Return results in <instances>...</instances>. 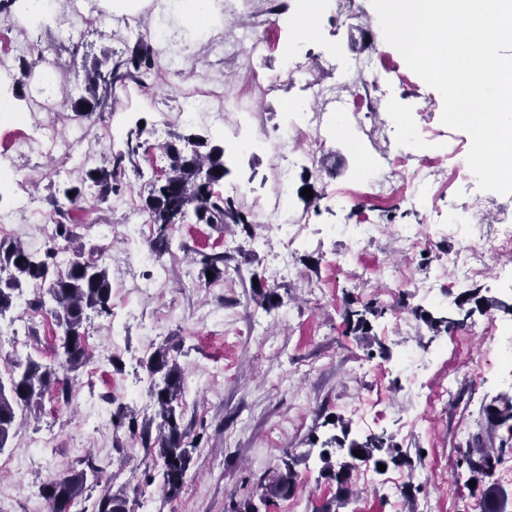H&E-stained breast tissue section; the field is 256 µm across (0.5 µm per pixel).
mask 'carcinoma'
Wrapping results in <instances>:
<instances>
[{
    "mask_svg": "<svg viewBox=\"0 0 512 512\" xmlns=\"http://www.w3.org/2000/svg\"><path fill=\"white\" fill-rule=\"evenodd\" d=\"M155 54L150 45L138 40L135 47L114 61L113 67L103 70L102 62L94 60L84 65L85 95L77 99L63 100L65 110L76 117L89 119L96 112H103L112 99V85L124 78L142 79L155 73ZM144 129L135 131V141H127L126 151L115 153L107 166H95L86 171L85 181L96 189L100 199L105 200L114 191L112 180L130 164L136 165ZM192 145L186 150V145ZM166 158L162 178L151 184L144 198L142 211L147 215V223L158 227V237L152 251L160 255L170 249L168 231L183 223L188 214L195 215L200 224H240L246 235H251L250 222L232 199L224 198L215 192V186L224 179V175L215 174V170H225L224 147L208 145L206 139L195 135H172V140L161 146ZM74 195H69V192ZM85 187L70 186L62 190V200L57 202V237L72 242L75 237L74 226L68 223L69 213L85 203ZM32 286L38 290L35 303L42 306L45 301L52 303V315L58 329L62 332L56 347L57 362L44 365L31 356H17L7 362L9 377L0 381V452L15 432L18 417L42 408L44 395L57 387V398L69 399L68 390L62 386L59 373L77 377V373L86 362L83 336L71 335L75 328L82 329L89 313L99 316L111 314L112 282L109 272L98 258L85 257L78 251H72V258L61 266L58 250L51 246L41 254L30 252L18 242L0 241V316L15 308L17 301L24 295V289ZM475 302L489 311L498 309L507 311L512 307L495 299L478 296V292L468 293V297L457 304L458 310L464 305ZM357 300L347 302L345 321L352 331L368 333L366 326L370 318L384 313V309L365 303L354 308ZM420 318L436 335L458 324V320L448 316L433 317L429 313H420ZM153 373H163V386L151 391L158 406L156 413L159 437L154 442L158 458L162 460V489L169 496L179 494L184 486L185 476L193 463V449L187 441L188 432L182 428L181 416L176 405L184 393V381L170 350L159 349L150 360ZM489 422L507 431L508 436L501 439L500 447L512 444V399H503L487 409ZM361 451L356 457L353 451ZM324 470L328 478L335 481L338 489L348 492L353 472L359 464L396 463L404 454L388 444L382 436L370 435L363 439L349 438V431L341 427V434L327 442L322 451ZM498 455L486 449L479 452L468 451L456 463V474L466 475V487L487 503L488 512H499V492L491 477ZM296 460L291 454L281 459V465L270 478L260 477L255 483L252 494L239 502H230L227 512H260L258 504H267L272 498L288 497L295 489ZM102 487L95 512H132L125 495L112 493L110 481L103 480L93 466L53 479L42 487L43 498L51 505L52 512H62L63 506L71 505L93 487Z\"/></svg>",
    "mask_w": 512,
    "mask_h": 512,
    "instance_id": "cac0c4a2",
    "label": "carcinoma"
}]
</instances>
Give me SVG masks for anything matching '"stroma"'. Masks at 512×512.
Instances as JSON below:
<instances>
[{"instance_id": "stroma-1", "label": "stroma", "mask_w": 512, "mask_h": 512, "mask_svg": "<svg viewBox=\"0 0 512 512\" xmlns=\"http://www.w3.org/2000/svg\"><path fill=\"white\" fill-rule=\"evenodd\" d=\"M266 3L247 0L243 14L213 20L205 41L196 40L166 0H142L135 34L119 23L109 0H92L97 21L74 43L59 35L58 18L69 0H60L56 16L42 20L16 12L5 28L10 40L67 60L57 82L45 86L56 102L83 94L84 61L127 52L139 36L157 30L167 35L174 70L161 73L153 105L130 107L117 118L36 116L57 128H81L84 147L102 158L124 149L128 131L142 122L149 149L138 170L118 181L119 195L133 197L135 209L116 207L110 197L71 214L85 254L106 257L112 313L86 324L90 360L71 401L47 393L41 412L22 419L0 452V512H44L41 486L88 461L111 478L113 491L127 496L132 512H224L259 477L272 475L286 451L297 458L295 491L272 499L261 512H319L338 495L335 482L321 472L319 453L339 421L354 438L385 434L407 457L380 473L366 466L355 470L350 499L338 512H484L480 498L458 481L454 463L473 434H482L487 448L498 447L506 435L491 426L484 409L512 398V364L485 360L480 337L500 344L512 312L476 309L462 327L436 336L414 311L449 312L473 290L512 305V252L497 243L496 211L485 216L484 248L466 270L453 262L452 237L437 235L426 248L412 249L398 235L405 224L447 221L477 196L473 175L453 170L471 138L442 123L440 94L380 36L371 0H334L306 38L293 33L290 14H267ZM248 25L271 35L269 48L250 53L241 37ZM215 39L223 40V54L213 52ZM291 53L303 64L299 77L272 93L248 87L251 73H277ZM366 57L372 69L353 70V62ZM179 75L198 87L222 82L225 97H239L240 112L225 110L223 99H216L212 109L223 113V122H186L181 99L168 90ZM310 84L328 88L313 106L334 126L315 164L234 137L243 116L248 131L277 134L287 107L306 98ZM363 84L381 99L379 112L365 125L349 118L336 127L337 114ZM13 128L0 119V167L17 170L15 184L0 188V212L15 215L14 239L26 245L37 224L54 216L59 188L80 185L86 168L56 153L16 159L8 148ZM173 132L223 144L226 173L216 190L247 214L252 231L187 218L170 232L159 288L144 294L140 288L155 268L135 262L138 246L127 243L122 230L143 221L140 206L164 165L160 146ZM398 152L410 155L407 166L389 165ZM433 168L441 172L434 194H412V185ZM282 175L288 218L300 227L295 237L275 232L278 215L259 214L256 207L275 193ZM306 187L313 198L302 196ZM23 197L32 205L21 214ZM364 221L379 230L359 258H349L346 229ZM105 225L115 229L107 241L100 235ZM218 253L224 273L205 281L200 260ZM422 281L433 286V296L418 290ZM257 282L277 289L278 308L267 311L256 303ZM350 295L388 308L372 319L369 335L346 327ZM162 347L184 379L182 424L198 439L185 486L172 500L159 484L142 483L144 470L160 468L152 451L157 407L149 391L161 377L148 363ZM121 410L135 417L139 434L113 427L110 417Z\"/></svg>"}]
</instances>
